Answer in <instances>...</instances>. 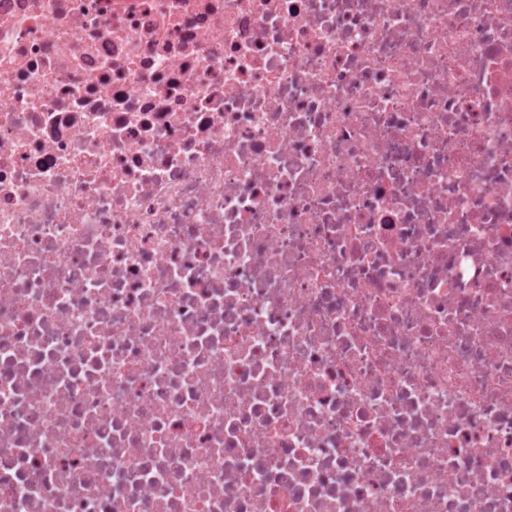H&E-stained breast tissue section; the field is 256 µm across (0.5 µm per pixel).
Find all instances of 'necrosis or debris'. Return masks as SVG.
I'll return each instance as SVG.
<instances>
[{"mask_svg":"<svg viewBox=\"0 0 512 512\" xmlns=\"http://www.w3.org/2000/svg\"><path fill=\"white\" fill-rule=\"evenodd\" d=\"M0 512H512V0H0Z\"/></svg>","mask_w":512,"mask_h":512,"instance_id":"necrosis-or-debris-1","label":"necrosis or debris"}]
</instances>
